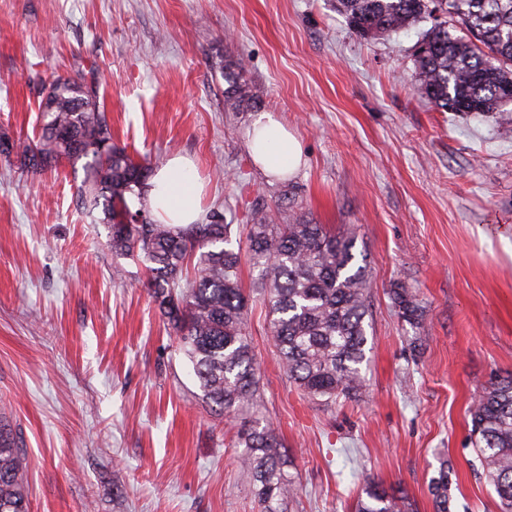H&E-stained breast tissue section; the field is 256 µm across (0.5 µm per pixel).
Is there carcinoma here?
I'll use <instances>...</instances> for the list:
<instances>
[{
	"mask_svg": "<svg viewBox=\"0 0 512 512\" xmlns=\"http://www.w3.org/2000/svg\"><path fill=\"white\" fill-rule=\"evenodd\" d=\"M338 11L363 38L419 31L414 46L417 91L443 112L495 114L512 120L504 96L512 94V0H336ZM430 27L421 31L423 23ZM461 25L453 35L450 23ZM96 83L57 78L42 106L45 123L30 142H0V157L26 172L60 158L89 159L78 187L81 208L111 226L117 256L145 264L152 298L187 356L203 397L226 421L248 416L232 447L262 512L299 491L292 462L274 430L259 418V364L247 331L248 296L241 268L256 271L269 308L279 361L312 400L334 403L358 396L368 343L367 265L353 264L354 238L280 210L251 212L241 225L244 246L228 247L232 225L224 214L207 224H160L145 201L153 163L138 162L112 143L107 113L97 105ZM249 99L241 85L225 92L224 111ZM398 316L414 323L419 306L411 289L393 288ZM470 441L486 477L512 512V375L485 387L470 409ZM24 449L0 426V512H29L23 480ZM435 512H449L448 463L430 482ZM354 512H413L404 492L366 482Z\"/></svg>",
	"mask_w": 512,
	"mask_h": 512,
	"instance_id": "cac0c4a2",
	"label": "carcinoma"
}]
</instances>
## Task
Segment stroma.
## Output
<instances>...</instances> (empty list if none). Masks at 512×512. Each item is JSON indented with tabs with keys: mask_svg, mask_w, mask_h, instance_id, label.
<instances>
[{
	"mask_svg": "<svg viewBox=\"0 0 512 512\" xmlns=\"http://www.w3.org/2000/svg\"><path fill=\"white\" fill-rule=\"evenodd\" d=\"M417 33L356 36L336 0H0V140L36 135L58 77L95 78L115 144L190 157L203 213L239 224L283 207L354 237L369 279L361 397L305 396L280 367L267 309L247 325L260 411L293 461L283 512H352L369 480L434 512H498L469 410L512 374V125L413 93ZM257 97L224 109L225 64ZM272 112L300 140L265 175L247 131ZM82 162L0 160V421L25 448L30 512H259L217 417L150 296L142 265L85 219ZM411 288L417 324L395 312ZM390 299L398 316L409 324H414L418 317L419 306L410 288L399 286L392 288ZM429 492L432 495L433 506L436 512H449L448 495V466L441 464L438 470V476L434 477L429 486Z\"/></svg>",
	"mask_w": 512,
	"mask_h": 512,
	"instance_id": "35a3bbf8",
	"label": "stroma"
}]
</instances>
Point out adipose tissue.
Returning <instances> with one entry per match:
<instances>
[{
  "instance_id": "obj_1",
  "label": "adipose tissue",
  "mask_w": 512,
  "mask_h": 512,
  "mask_svg": "<svg viewBox=\"0 0 512 512\" xmlns=\"http://www.w3.org/2000/svg\"><path fill=\"white\" fill-rule=\"evenodd\" d=\"M255 162L267 175L282 177L297 172L303 148L269 112L260 113L248 133ZM202 184L193 176L192 162L182 156L169 159L150 181L145 195L154 218L163 224L194 223L201 210Z\"/></svg>"
}]
</instances>
